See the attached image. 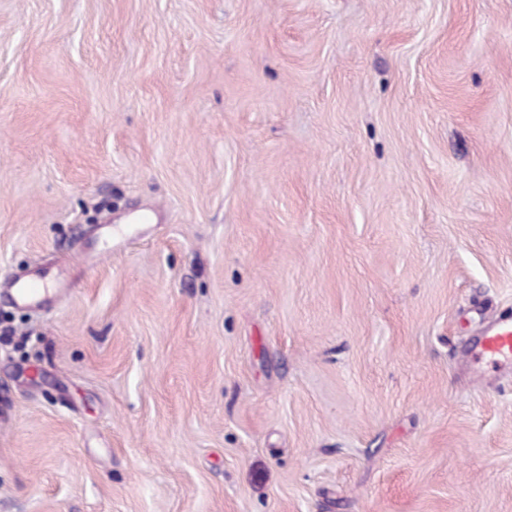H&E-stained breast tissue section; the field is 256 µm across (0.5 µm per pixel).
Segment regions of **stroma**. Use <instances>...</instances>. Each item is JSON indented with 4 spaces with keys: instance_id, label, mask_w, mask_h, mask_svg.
Here are the masks:
<instances>
[{
    "instance_id": "1",
    "label": "stroma",
    "mask_w": 512,
    "mask_h": 512,
    "mask_svg": "<svg viewBox=\"0 0 512 512\" xmlns=\"http://www.w3.org/2000/svg\"><path fill=\"white\" fill-rule=\"evenodd\" d=\"M49 265L0 512H512V0H0V286ZM473 358L484 360L493 371L512 365V313H494L474 345Z\"/></svg>"
}]
</instances>
